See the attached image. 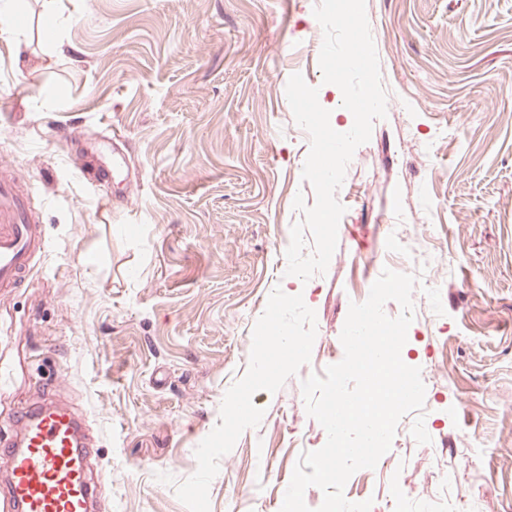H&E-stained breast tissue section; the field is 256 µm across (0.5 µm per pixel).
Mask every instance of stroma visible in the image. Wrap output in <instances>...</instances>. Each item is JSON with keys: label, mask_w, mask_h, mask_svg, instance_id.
<instances>
[{"label": "stroma", "mask_w": 512, "mask_h": 512, "mask_svg": "<svg viewBox=\"0 0 512 512\" xmlns=\"http://www.w3.org/2000/svg\"><path fill=\"white\" fill-rule=\"evenodd\" d=\"M318 0H58L65 55L18 0L26 47L0 37V164L48 240L0 292V439L57 377L90 425L104 512H188L184 480L245 373L252 331L281 284L309 136L286 98L301 73L331 127L342 92L322 81ZM391 106L337 196L346 212L325 274L303 284L311 360L219 462L210 512H280L301 453L327 441L301 382L344 356L349 304L383 269L425 252L444 315L424 310L403 357L427 374L417 444L404 416L365 481L370 512H400L396 484L449 512L433 473L458 472L463 512H512V0H366Z\"/></svg>", "instance_id": "1"}]
</instances>
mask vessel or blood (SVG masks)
<instances>
[{"label":"vessel or blood","mask_w":512,"mask_h":512,"mask_svg":"<svg viewBox=\"0 0 512 512\" xmlns=\"http://www.w3.org/2000/svg\"><path fill=\"white\" fill-rule=\"evenodd\" d=\"M48 242L17 186L0 178V291L27 279ZM93 450L81 420L43 401L24 411L15 438L0 445L9 460L0 484V512H94L97 486L85 462Z\"/></svg>","instance_id":"obj_1"}]
</instances>
